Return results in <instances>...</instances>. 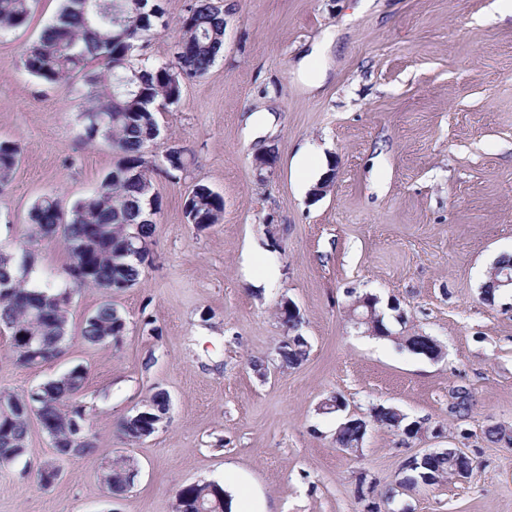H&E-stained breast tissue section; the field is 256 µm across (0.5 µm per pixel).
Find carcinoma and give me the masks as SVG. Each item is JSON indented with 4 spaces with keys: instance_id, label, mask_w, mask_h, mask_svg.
Wrapping results in <instances>:
<instances>
[{
    "instance_id": "cac0c4a2",
    "label": "carcinoma",
    "mask_w": 512,
    "mask_h": 512,
    "mask_svg": "<svg viewBox=\"0 0 512 512\" xmlns=\"http://www.w3.org/2000/svg\"><path fill=\"white\" fill-rule=\"evenodd\" d=\"M36 0H0V31L24 25ZM164 11L161 0H61L54 20L41 30L26 50L24 68L50 84H67L82 78L85 92L83 122L88 143L106 142L122 153L121 162L110 170L93 193L74 201L65 210L53 196L36 200L28 212L30 243L42 238L62 237L70 257L66 274L70 286L55 290L33 280L35 270L27 260L39 262L31 247L20 254L0 252V328L9 331L16 360L35 365L59 357L65 351L67 314L76 291L83 287L107 291L133 287L150 260L149 252L131 249L127 242L134 233L148 243L160 211L153 193L148 165L156 112L162 105L177 103L185 82L203 77L224 49V0H191L180 20L179 41L184 54L174 53L175 64H149L137 49L152 30L155 15ZM21 149L18 143L0 140V191L12 181ZM186 217L198 224H217L224 213V198L203 183H197L184 199ZM125 320L107 300L84 321L83 341L97 345L119 339ZM30 337L36 346L22 350L18 334ZM306 355L300 336H290L279 349L283 364L296 365ZM88 381V370L75 366L23 396L0 392V465L19 460L25 453L30 421L47 425L63 454L78 450L89 453L93 443L88 430L74 428V421L89 416L76 401ZM133 463L128 457L111 458L102 468L100 480L111 494L129 488ZM455 457L443 454L428 467L408 469L409 479L419 472L444 476L453 474ZM231 512L224 487L216 482L194 484L177 493L176 512Z\"/></svg>"
}]
</instances>
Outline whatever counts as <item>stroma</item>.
I'll use <instances>...</instances> for the list:
<instances>
[{"label": "stroma", "instance_id": "1", "mask_svg": "<svg viewBox=\"0 0 512 512\" xmlns=\"http://www.w3.org/2000/svg\"><path fill=\"white\" fill-rule=\"evenodd\" d=\"M224 50L177 104L159 113V147L187 149V172L153 177L162 201L151 260L138 283L75 294L59 359L24 367L0 329V391L27 394L75 365L89 371L93 453L61 456L38 422L26 451L0 465V512H174L192 484L244 486L269 512H512V292L482 288L495 258L512 252V16L494 0H227ZM190 0H163L168 27L143 54L172 61ZM38 0L28 23L0 31V139L21 161L0 193V250L28 243L40 197L62 207L94 192L122 159L85 143L81 85L29 75L23 54L57 13ZM334 42L312 85L301 69L326 33ZM274 151L272 167L256 157ZM336 177L315 195L323 165ZM224 199L220 223H188L195 183ZM378 297L392 335L368 336L352 301ZM111 300L125 320L119 342L89 345L85 318ZM302 317L303 360L282 367L283 302ZM424 334L430 360L402 337ZM467 387L466 418L451 411ZM169 420L131 442L120 422L156 389ZM342 397L346 411L320 405ZM391 407L423 422L424 436L371 425L358 453L336 446L344 415ZM461 448L465 478L399 489L406 460ZM116 455L139 473L121 496L99 480ZM59 477L39 488L34 470ZM394 489L386 500L385 489Z\"/></svg>", "mask_w": 512, "mask_h": 512}]
</instances>
